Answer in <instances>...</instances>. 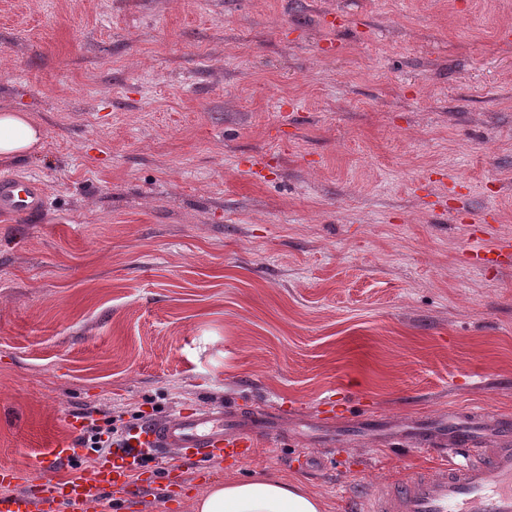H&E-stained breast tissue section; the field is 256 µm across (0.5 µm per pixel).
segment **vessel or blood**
<instances>
[{"mask_svg": "<svg viewBox=\"0 0 512 512\" xmlns=\"http://www.w3.org/2000/svg\"><path fill=\"white\" fill-rule=\"evenodd\" d=\"M46 205L40 181L0 176L1 211L32 217ZM489 429L497 437L493 448L482 447L480 425L472 418L444 428L420 423L402 431V438L435 450L439 467L376 484L358 512H512V420L499 418ZM283 435V419L275 411L179 408L128 429L91 469L77 467L66 447L51 451L49 474L41 479L0 468V512H86L113 488L130 495L153 488L171 476L168 461L195 466L224 458L246 460L258 445L277 443Z\"/></svg>", "mask_w": 512, "mask_h": 512, "instance_id": "b4317fda", "label": "vessel or blood"}]
</instances>
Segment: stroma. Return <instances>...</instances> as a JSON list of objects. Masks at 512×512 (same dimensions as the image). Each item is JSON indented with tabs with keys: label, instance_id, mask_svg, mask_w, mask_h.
Segmentation results:
<instances>
[{
	"label": "stroma",
	"instance_id": "obj_1",
	"mask_svg": "<svg viewBox=\"0 0 512 512\" xmlns=\"http://www.w3.org/2000/svg\"><path fill=\"white\" fill-rule=\"evenodd\" d=\"M46 132L0 173V467L39 475L73 417L280 412L243 463L97 512H188L265 472L349 512L429 468L336 421L512 416V0H0V111ZM47 197L40 181L26 175L0 176V210L18 216L40 214L47 205Z\"/></svg>",
	"mask_w": 512,
	"mask_h": 512
}]
</instances>
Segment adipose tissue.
<instances>
[{"mask_svg": "<svg viewBox=\"0 0 512 512\" xmlns=\"http://www.w3.org/2000/svg\"><path fill=\"white\" fill-rule=\"evenodd\" d=\"M44 137L43 128L27 113H0V160L40 149ZM323 508L321 499L298 482L265 474L216 483L191 502L192 512H323Z\"/></svg>", "mask_w": 512, "mask_h": 512, "instance_id": "obj_1", "label": "adipose tissue"}]
</instances>
